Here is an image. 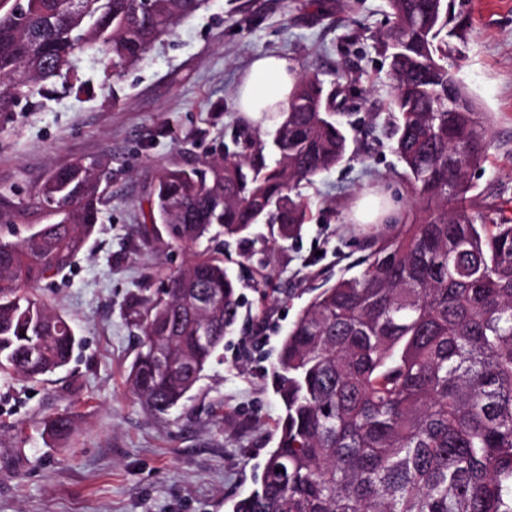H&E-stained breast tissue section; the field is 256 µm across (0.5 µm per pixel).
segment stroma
Listing matches in <instances>:
<instances>
[{
	"mask_svg": "<svg viewBox=\"0 0 512 512\" xmlns=\"http://www.w3.org/2000/svg\"><path fill=\"white\" fill-rule=\"evenodd\" d=\"M470 23L458 43L457 77L490 124L476 192L501 191L512 218V0H455ZM385 0H209L116 83L97 64L82 69L90 92L45 94L0 117V189L28 199L52 169L98 158L112 173L96 233L71 267L42 282L38 298L68 318L81 340L68 365L28 380L0 374V512H232L257 488L281 413L271 373L308 288L338 256L358 258L368 226L348 220L352 202L376 185L403 208L413 196L377 119L392 95L380 36ZM285 54L321 73L336 109L354 122L345 161L301 185L311 202L300 241L267 225L229 246L248 274L241 319L273 298L260 333L234 332L183 405L157 418L131 392L127 374L138 332L126 316L184 267L191 248L144 228L145 186L160 165L198 164L243 124L235 91L252 60ZM71 416L72 433L50 434Z\"/></svg>",
	"mask_w": 512,
	"mask_h": 512,
	"instance_id": "stroma-1",
	"label": "stroma"
}]
</instances>
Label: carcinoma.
<instances>
[{
    "label": "carcinoma",
    "mask_w": 512,
    "mask_h": 512,
    "mask_svg": "<svg viewBox=\"0 0 512 512\" xmlns=\"http://www.w3.org/2000/svg\"><path fill=\"white\" fill-rule=\"evenodd\" d=\"M394 96L391 147L414 207L367 235L364 255L312 297L272 371L282 414L266 477L233 512H512V220L473 193L490 129L456 77L452 0H386ZM207 0H0V114L81 82L91 59L116 81ZM455 92L448 106V88ZM272 135L239 130L199 167L161 165L144 223L197 247L161 291L129 305L139 349L127 382L164 415L201 379L239 318L240 279L209 243L256 224L300 235L303 182L339 165L348 139L317 73L304 72ZM99 160L52 171L0 221L33 225L0 241V372L66 366L78 338L35 295L70 267L99 224Z\"/></svg>",
    "instance_id": "1"
}]
</instances>
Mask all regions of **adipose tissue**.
Instances as JSON below:
<instances>
[{"label":"adipose tissue","mask_w":512,"mask_h":512,"mask_svg":"<svg viewBox=\"0 0 512 512\" xmlns=\"http://www.w3.org/2000/svg\"><path fill=\"white\" fill-rule=\"evenodd\" d=\"M298 77V65L290 57L273 54L253 61L242 77L235 108L250 121L266 120L268 113L287 108Z\"/></svg>","instance_id":"obj_1"}]
</instances>
